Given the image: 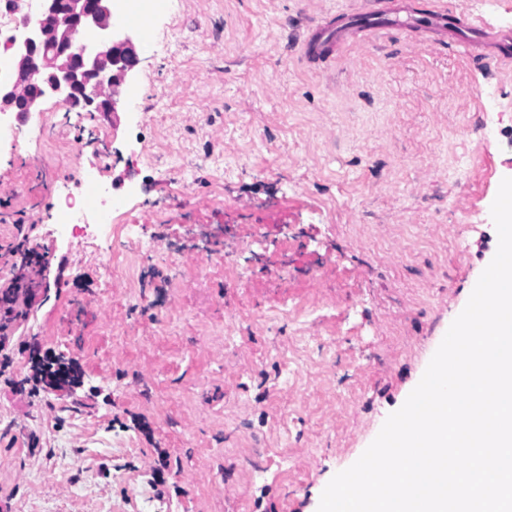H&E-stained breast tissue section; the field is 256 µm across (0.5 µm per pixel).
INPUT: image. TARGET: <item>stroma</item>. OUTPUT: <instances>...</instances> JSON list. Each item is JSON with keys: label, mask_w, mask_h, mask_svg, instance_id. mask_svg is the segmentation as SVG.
Here are the masks:
<instances>
[{"label": "stroma", "mask_w": 512, "mask_h": 512, "mask_svg": "<svg viewBox=\"0 0 512 512\" xmlns=\"http://www.w3.org/2000/svg\"><path fill=\"white\" fill-rule=\"evenodd\" d=\"M392 2L512 31V0ZM371 5L169 0L137 100H50L0 141V197L65 260L8 347L0 512H317L404 404L496 249L512 69L397 26L303 60ZM101 152L152 250L57 237ZM37 363L80 380L30 396Z\"/></svg>", "instance_id": "35a3bbf8"}]
</instances>
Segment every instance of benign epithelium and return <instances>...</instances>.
Returning <instances> with one entry per match:
<instances>
[{
    "instance_id": "7a95c632",
    "label": "benign epithelium",
    "mask_w": 512,
    "mask_h": 512,
    "mask_svg": "<svg viewBox=\"0 0 512 512\" xmlns=\"http://www.w3.org/2000/svg\"><path fill=\"white\" fill-rule=\"evenodd\" d=\"M91 39L75 47L74 33ZM15 79L0 81V114L22 123L54 99L68 107L117 112L120 89L140 58L136 35L114 24L112 0H40L9 40Z\"/></svg>"
}]
</instances>
